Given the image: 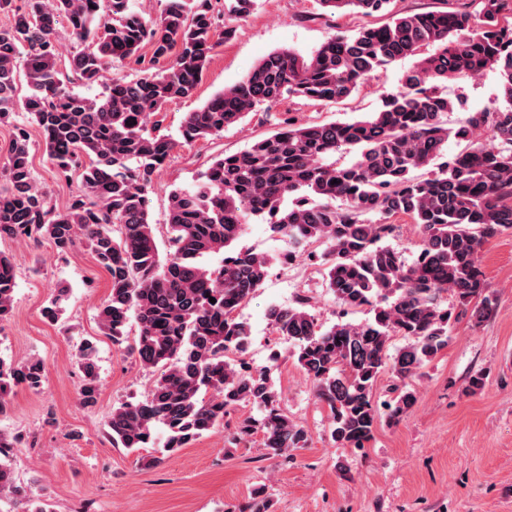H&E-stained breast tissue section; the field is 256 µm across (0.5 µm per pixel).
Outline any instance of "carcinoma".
Listing matches in <instances>:
<instances>
[{"label": "carcinoma", "instance_id": "obj_1", "mask_svg": "<svg viewBox=\"0 0 512 512\" xmlns=\"http://www.w3.org/2000/svg\"><path fill=\"white\" fill-rule=\"evenodd\" d=\"M317 2L332 15L365 16L384 15L391 4ZM479 3L476 30L464 7L399 13L382 25L338 31L308 57L272 52L242 81L187 113L181 140H207L285 99L338 103L375 71L415 59L402 75L403 90L378 111L350 121L290 119L244 150L215 158L190 187L173 190L165 224L170 252L162 259L148 193L181 140L162 132L161 110L195 93L229 34L216 23L220 0H164L155 16L130 0H0L8 18L0 26V123L21 106L40 128L57 173L81 171V187L66 208H50L32 175L29 136L16 129L0 166V239L38 232L62 253L83 239L111 277L99 312L103 334L114 345L128 344L135 361L156 373L145 399L112 410V444L136 452L162 428L160 453L171 456L243 403L263 411L272 456L306 444L304 430L278 408L269 379L226 357L246 353L250 328L239 310L268 274V258L236 248L253 216L269 217L270 231L288 240V262L325 246L326 288L340 305L371 314L362 323L324 328L304 299L266 313L272 331L295 345L297 366L312 380L329 411L332 438L343 448L359 449L373 438L379 414L372 397L381 374L396 381L388 404L395 420L416 403L409 381L448 346L455 310L476 323L492 317L480 252L512 230V0ZM62 23L79 46L69 57L73 79L95 84L114 59L140 66L142 77L115 78L94 99L67 90L58 71ZM146 45L149 56L141 53ZM21 58L31 92L19 103ZM487 70L498 73L502 102L448 126V113L458 107L444 92L448 82ZM450 139L464 148L442 162ZM338 153L352 159L339 162ZM404 217L422 235L410 264L382 244ZM14 288L13 258L0 253V322L11 315ZM445 293L454 304L443 305ZM396 335L407 343L391 356ZM95 353L90 341L79 352L86 404L97 399ZM43 373L39 360L0 358V414L16 387H39ZM16 444L0 434V497L24 498L9 465ZM269 507L257 490L239 512Z\"/></svg>", "mask_w": 512, "mask_h": 512}]
</instances>
